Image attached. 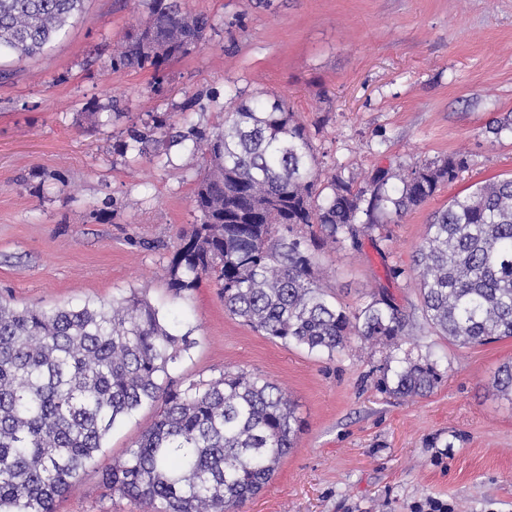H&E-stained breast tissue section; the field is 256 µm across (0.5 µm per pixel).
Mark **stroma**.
<instances>
[{"mask_svg": "<svg viewBox=\"0 0 512 512\" xmlns=\"http://www.w3.org/2000/svg\"><path fill=\"white\" fill-rule=\"evenodd\" d=\"M214 22L196 51L153 67L112 66L149 0H85L43 53L0 58V296L18 306L111 303L139 292L178 315L195 345L178 375L244 370L276 383L303 421L294 448L240 512H410L428 497L453 512H512V399L493 393L512 339L460 347L432 329L410 266L434 214L478 182L512 174V137L485 124L512 113V0H186ZM275 93L305 126L320 185L354 187L378 167L467 151L468 166L360 249L322 246L319 282L347 311L387 291L409 314L401 348L352 340L311 353L254 331L202 281L174 297L167 267L197 222L205 162L192 142L218 130L237 98ZM148 153L125 151L131 135ZM437 364L425 397L382 389L405 353ZM155 418L143 408L114 430L57 512H140L103 496L100 467L133 447Z\"/></svg>", "mask_w": 512, "mask_h": 512, "instance_id": "obj_1", "label": "stroma"}]
</instances>
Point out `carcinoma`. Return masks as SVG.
Segmentation results:
<instances>
[{
  "mask_svg": "<svg viewBox=\"0 0 512 512\" xmlns=\"http://www.w3.org/2000/svg\"><path fill=\"white\" fill-rule=\"evenodd\" d=\"M84 0H0V55L42 51ZM212 20L177 0H150L148 20L128 32L115 68L161 70L193 52ZM512 134V116L486 126ZM180 138L206 158L193 197L199 222L180 237L169 267L179 295L212 280L224 309L285 345L345 349L354 336L400 346L408 317L382 291L351 313L315 276L312 249L362 237L420 206L468 166L467 155L377 168L355 190L335 176L320 198L306 129L275 94L241 101L224 125ZM318 225L319 234L294 227ZM426 321L461 347L512 338V176L482 181L435 215L414 259ZM194 345L177 321L133 291L111 305L17 307L0 296V512H56L57 502L103 451L112 430L139 410L155 419L123 456L99 471L104 495L140 512H239L271 478L301 429L283 390L246 372L174 378ZM437 365L402 360L383 378L401 397H422ZM512 394V364L494 378Z\"/></svg>",
  "mask_w": 512,
  "mask_h": 512,
  "instance_id": "1",
  "label": "carcinoma"
}]
</instances>
